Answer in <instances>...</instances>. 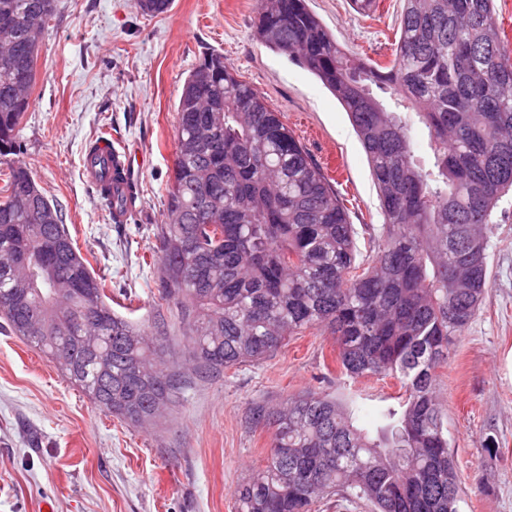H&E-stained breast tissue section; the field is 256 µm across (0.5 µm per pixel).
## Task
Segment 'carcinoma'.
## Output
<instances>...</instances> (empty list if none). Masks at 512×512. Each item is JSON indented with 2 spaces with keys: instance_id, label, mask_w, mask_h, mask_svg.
I'll list each match as a JSON object with an SVG mask.
<instances>
[{
  "instance_id": "carcinoma-1",
  "label": "carcinoma",
  "mask_w": 512,
  "mask_h": 512,
  "mask_svg": "<svg viewBox=\"0 0 512 512\" xmlns=\"http://www.w3.org/2000/svg\"><path fill=\"white\" fill-rule=\"evenodd\" d=\"M380 63L339 44L307 0H259L256 34L331 90L366 153L382 223L368 266L331 180L221 54L185 79L177 157L153 259L148 325L112 296L74 246L59 206L13 160L54 0H0V318L103 410L134 426L176 402L188 376L157 359L174 307L198 376L273 356L321 328L352 379L399 380V404L355 422L357 396L305 392L256 404L272 431L266 464L234 492L236 512H310L331 496L373 512H461L437 371L489 286L492 215L512 189V44L496 0H402ZM146 15L172 0H134ZM429 129L433 163L407 111Z\"/></svg>"
}]
</instances>
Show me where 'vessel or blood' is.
Here are the masks:
<instances>
[{
  "instance_id": "1",
  "label": "vessel or blood",
  "mask_w": 512,
  "mask_h": 512,
  "mask_svg": "<svg viewBox=\"0 0 512 512\" xmlns=\"http://www.w3.org/2000/svg\"><path fill=\"white\" fill-rule=\"evenodd\" d=\"M139 160L137 148H115L111 139L102 137L91 146V152L82 161L85 182L94 188H104L119 193L125 200L124 206L111 209L112 223H127L130 217L128 206L135 188V164Z\"/></svg>"
}]
</instances>
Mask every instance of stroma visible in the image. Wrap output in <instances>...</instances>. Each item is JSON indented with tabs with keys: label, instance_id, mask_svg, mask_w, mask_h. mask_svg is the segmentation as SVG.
<instances>
[{
	"label": "stroma",
	"instance_id": "obj_1",
	"mask_svg": "<svg viewBox=\"0 0 512 512\" xmlns=\"http://www.w3.org/2000/svg\"><path fill=\"white\" fill-rule=\"evenodd\" d=\"M42 39L31 104L19 125L21 161L58 204L69 233L114 301L133 320L155 309L156 227L176 158L179 94L205 53L223 54L243 83L280 112L331 178L353 224L380 223L370 166L336 96L307 69L262 44L258 0H174L157 17L133 0H56ZM344 46L387 62L402 0L361 15L351 0H309ZM135 145L129 223L108 221L105 199L85 183L84 151L96 137ZM490 284L480 310L439 371L462 512H512V196L498 203ZM366 398L360 424L394 378L342 376L331 336L308 330L272 357L196 377L150 426L101 410L48 359L0 321V512H235L234 491L261 468L270 433L248 420L257 402L278 404L307 390Z\"/></svg>",
	"mask_w": 512,
	"mask_h": 512
}]
</instances>
